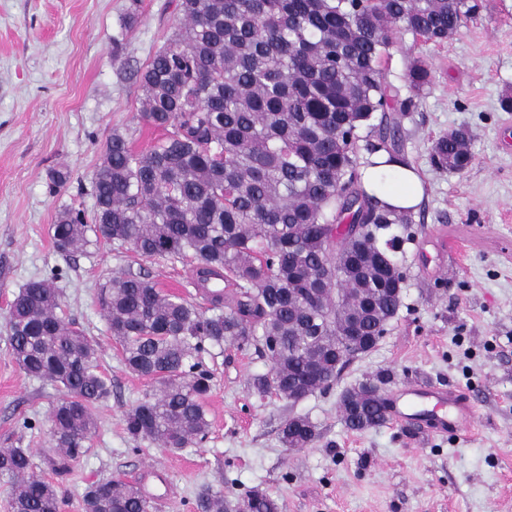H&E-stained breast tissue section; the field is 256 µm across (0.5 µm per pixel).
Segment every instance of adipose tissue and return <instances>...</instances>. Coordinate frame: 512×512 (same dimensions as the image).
I'll return each instance as SVG.
<instances>
[{
    "label": "adipose tissue",
    "instance_id": "1",
    "mask_svg": "<svg viewBox=\"0 0 512 512\" xmlns=\"http://www.w3.org/2000/svg\"><path fill=\"white\" fill-rule=\"evenodd\" d=\"M360 174L367 193L389 207L414 210L423 200V181L417 170L401 160H390L387 153L374 155Z\"/></svg>",
    "mask_w": 512,
    "mask_h": 512
}]
</instances>
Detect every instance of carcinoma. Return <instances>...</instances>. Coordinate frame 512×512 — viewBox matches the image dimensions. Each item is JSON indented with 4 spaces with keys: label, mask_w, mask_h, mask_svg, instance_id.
Masks as SVG:
<instances>
[{
    "label": "carcinoma",
    "mask_w": 512,
    "mask_h": 512,
    "mask_svg": "<svg viewBox=\"0 0 512 512\" xmlns=\"http://www.w3.org/2000/svg\"><path fill=\"white\" fill-rule=\"evenodd\" d=\"M179 27L140 75L141 119L165 131L136 152L112 132L90 179L91 217L68 208L52 225L69 255L90 238L147 258L189 257L207 310L166 293L141 274L103 285L108 330L125 367L157 387L123 413L135 442L179 449L209 431L212 373L201 354L232 344L270 358L254 377L261 398L290 402L336 385L376 348L403 301L406 271L395 224L408 210L364 189L359 150L395 155L388 113L408 112L432 71L407 67L409 96L388 86L382 63L397 35L444 43L476 17L475 0H177ZM131 0L112 45L137 21ZM468 133L433 144L431 164L464 171ZM58 274L27 283L6 314L10 355L29 376L57 383L51 413L55 471L89 451L92 407L107 399L94 343L63 317ZM390 374L342 393L351 430L387 421ZM289 448L319 438L306 416L279 429ZM26 448L0 449V477L13 481L12 512H58L54 487L33 472ZM198 512H280L251 489L234 497L205 489ZM84 512H149L137 487L115 478L90 485Z\"/></svg>",
    "instance_id": "1"
}]
</instances>
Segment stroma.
Here are the masks:
<instances>
[{"mask_svg":"<svg viewBox=\"0 0 512 512\" xmlns=\"http://www.w3.org/2000/svg\"><path fill=\"white\" fill-rule=\"evenodd\" d=\"M476 2V18L447 43L404 33L383 64L397 88L412 60L433 71L415 108L392 115L403 158L425 180L413 237L397 254L408 278L388 334L328 392L294 405L250 391V378L270 368L258 354L228 344L203 355L213 375L210 432L172 451L134 444L123 429L124 410L152 383L124 367L101 288L130 270L200 306L192 260L145 259L103 241L65 256L51 226L64 209L91 210L90 178L113 130L137 151L161 138L139 116V75L178 26L176 0H142L117 56L112 37L129 0H0V448L30 450L36 472L58 489L60 512H83L88 486L113 477L138 483L150 512H197L205 485L230 496L263 489L281 512H512V110L501 106L512 95V0ZM455 129L470 135L472 164L462 173L435 170L432 143ZM54 169L70 179L53 194ZM55 270L64 316L93 341L112 384L92 409L90 451L63 476L50 464L61 392L12 359L4 322L19 290ZM382 369L394 390L419 380L454 388L474 404L473 423L444 435L390 421L349 430L342 392ZM294 415L316 422L314 444L281 442L279 426ZM158 463L169 470L170 491H154L144 476Z\"/></svg>","mask_w":512,"mask_h":512,"instance_id":"35a3bbf8","label":"stroma"}]
</instances>
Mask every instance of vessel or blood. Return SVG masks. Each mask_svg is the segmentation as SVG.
<instances>
[{
  "instance_id": "1",
  "label": "vessel or blood",
  "mask_w": 512,
  "mask_h": 512,
  "mask_svg": "<svg viewBox=\"0 0 512 512\" xmlns=\"http://www.w3.org/2000/svg\"><path fill=\"white\" fill-rule=\"evenodd\" d=\"M472 415L473 407L467 399L428 384L405 387L389 395V420L428 434L461 429Z\"/></svg>"
}]
</instances>
